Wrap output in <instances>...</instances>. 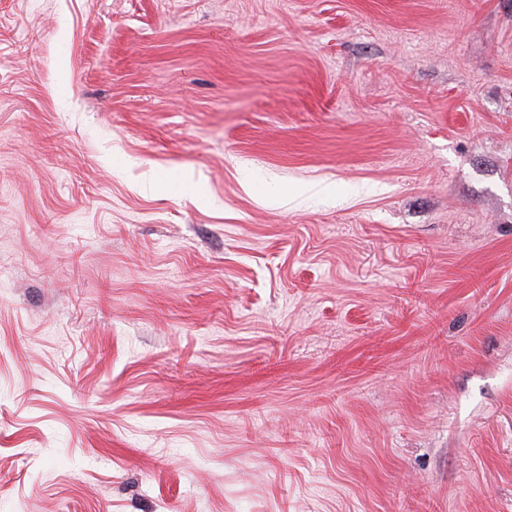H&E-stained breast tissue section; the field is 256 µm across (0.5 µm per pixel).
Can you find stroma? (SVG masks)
Returning <instances> with one entry per match:
<instances>
[{
    "label": "stroma",
    "mask_w": 512,
    "mask_h": 512,
    "mask_svg": "<svg viewBox=\"0 0 512 512\" xmlns=\"http://www.w3.org/2000/svg\"><path fill=\"white\" fill-rule=\"evenodd\" d=\"M0 512H512V0H0Z\"/></svg>",
    "instance_id": "35a3bbf8"
}]
</instances>
